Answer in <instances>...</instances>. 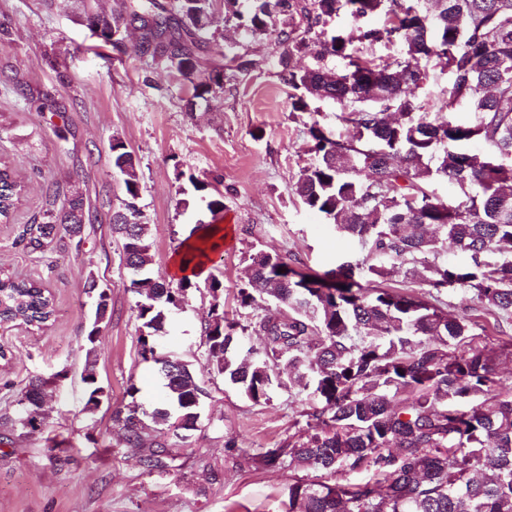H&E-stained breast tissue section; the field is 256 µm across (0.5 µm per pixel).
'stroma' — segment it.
Masks as SVG:
<instances>
[{"mask_svg": "<svg viewBox=\"0 0 512 512\" xmlns=\"http://www.w3.org/2000/svg\"><path fill=\"white\" fill-rule=\"evenodd\" d=\"M13 42L0 46V158L9 161L28 192L9 223H0V270L41 283L54 302L47 326L0 327V414L36 376L61 374L46 406L41 434L0 429V512H285L288 488L313 471L266 469L258 456L296 432L307 431L308 393L273 386L268 404L253 405L223 377L206 373L203 329L211 316L206 278L196 279L173 318L160 351L189 362L208 392L195 430L164 432L170 467L147 471L124 447L112 420L115 408L157 406L163 394L158 367L143 363V333L129 273L110 218L125 197L112 168L111 146L121 141L138 160L140 220L153 244L154 276L169 278V260L199 223L211 220L204 201L224 199L231 234L215 265L222 273L225 310L236 307L248 257L258 250L299 258L324 273L367 255L341 237L296 197L293 185L308 165V129L340 131L338 109L315 101L291 107V91L273 62V36L224 28L220 48L253 60L250 71L224 72L219 99H192L188 79L143 57L136 37L120 48L92 36L68 0H0V22ZM28 94L20 96L16 88ZM69 129L68 139L57 136ZM82 189L90 219L81 247L32 253L19 243L22 225L43 205L49 184ZM205 184L197 192L195 184ZM96 276L111 289L112 317L103 325L96 363L108 401L84 409V337L92 300L83 283ZM66 446L52 451L53 442Z\"/></svg>", "mask_w": 512, "mask_h": 512, "instance_id": "35a3bbf8", "label": "stroma"}]
</instances>
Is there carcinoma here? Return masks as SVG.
Masks as SVG:
<instances>
[{"instance_id": "carcinoma-1", "label": "carcinoma", "mask_w": 512, "mask_h": 512, "mask_svg": "<svg viewBox=\"0 0 512 512\" xmlns=\"http://www.w3.org/2000/svg\"><path fill=\"white\" fill-rule=\"evenodd\" d=\"M216 0H178L176 10L159 0H114L109 11L89 9L84 18L105 44L134 28L140 52L171 72L196 77L192 97L211 100L224 87V68L247 72L254 62L205 52L203 35L216 22ZM224 24L253 36L276 34L281 81L296 91L292 107L310 110L309 99L340 106L347 133L309 128L313 161L302 167L294 193L336 230L369 245V255L391 262H343L322 274L298 270L277 255L249 256L256 287L237 288L238 307L253 312L262 346L236 361L229 348L245 326L220 311L222 282L208 276L215 303L205 326L208 373L240 387L255 405L270 401L280 370L288 388L314 387L306 416L309 434L290 435L262 455L267 468H310L313 480L288 488L287 512H512V393L501 389L498 365L512 357V337L496 347L475 341L485 328L465 316H450L439 297L471 294L485 309L512 320V0H223ZM345 13L365 45L397 49L388 60L364 55L329 22ZM305 50L313 63L300 67ZM448 69L449 86L439 111L428 112L414 95L429 79L426 63ZM462 106L475 119L445 116ZM488 147L473 155L466 147ZM112 164L123 176L126 199L112 212V234L123 244L130 277L124 287L138 297L142 361L152 357L164 378L167 406L147 411L139 404L117 408L113 422L124 446L148 469L169 466L167 444L151 423L173 426L180 409L186 430L208 396L190 365L158 353L193 280L154 278L147 225L137 220V161L125 145L112 144ZM445 181L444 199L431 186ZM26 187L0 161V220H9ZM208 224H198L187 245V263L210 260L208 239L223 218L224 202L210 199ZM85 203L73 184L61 206L48 202L21 241L42 251L65 235L84 233ZM461 259L439 256L445 243ZM405 274L432 289L430 296L395 286L363 288L364 273L383 280ZM311 281H306V278ZM275 310L269 309V304ZM54 315L49 291L18 275L0 276V323L47 325ZM99 337L87 333L83 382L85 409L104 397L94 371ZM62 373L29 380L13 416L0 426L22 435L42 431V391ZM371 473L364 479L353 475Z\"/></svg>"}]
</instances>
